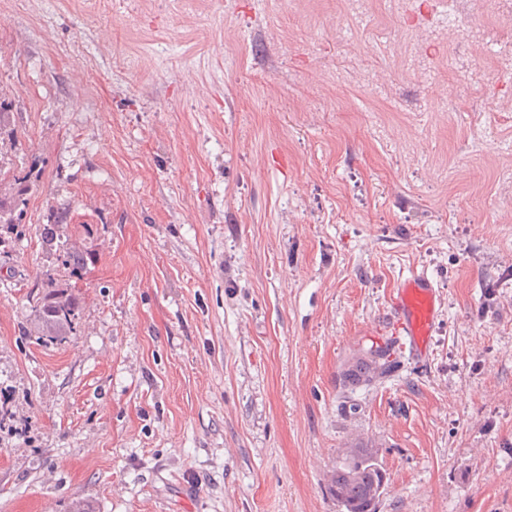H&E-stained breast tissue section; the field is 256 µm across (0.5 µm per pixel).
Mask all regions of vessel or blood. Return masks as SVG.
Wrapping results in <instances>:
<instances>
[{
  "label": "vessel or blood",
  "instance_id": "1",
  "mask_svg": "<svg viewBox=\"0 0 512 512\" xmlns=\"http://www.w3.org/2000/svg\"><path fill=\"white\" fill-rule=\"evenodd\" d=\"M436 298L437 291L426 273L415 272L402 280L392 300L390 333L422 351L435 328Z\"/></svg>",
  "mask_w": 512,
  "mask_h": 512
}]
</instances>
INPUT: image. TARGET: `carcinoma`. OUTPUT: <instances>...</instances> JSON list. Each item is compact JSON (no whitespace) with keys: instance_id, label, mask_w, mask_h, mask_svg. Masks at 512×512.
Masks as SVG:
<instances>
[{"instance_id":"carcinoma-1","label":"carcinoma","mask_w":512,"mask_h":512,"mask_svg":"<svg viewBox=\"0 0 512 512\" xmlns=\"http://www.w3.org/2000/svg\"><path fill=\"white\" fill-rule=\"evenodd\" d=\"M84 256L64 254L62 267L67 279L82 277ZM82 305L72 288H52L38 298L34 309V327L40 338L62 343L74 329ZM329 493L349 512H377L376 506L385 490V474L375 452L364 443L344 449L331 471Z\"/></svg>"}]
</instances>
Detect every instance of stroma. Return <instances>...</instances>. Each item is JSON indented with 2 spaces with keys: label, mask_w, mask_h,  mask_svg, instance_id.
<instances>
[{
  "label": "stroma",
  "mask_w": 512,
  "mask_h": 512,
  "mask_svg": "<svg viewBox=\"0 0 512 512\" xmlns=\"http://www.w3.org/2000/svg\"><path fill=\"white\" fill-rule=\"evenodd\" d=\"M0 0V512H340L371 442L377 512H512V0ZM481 16L487 68L469 69ZM121 58L137 63L130 72ZM86 265L62 344L32 333ZM436 282L425 354L384 326ZM392 368L344 385L354 355ZM329 493L344 512H377L376 506L385 490V474L368 444L356 443L345 448L331 471Z\"/></svg>",
  "instance_id": "35a3bbf8"
}]
</instances>
